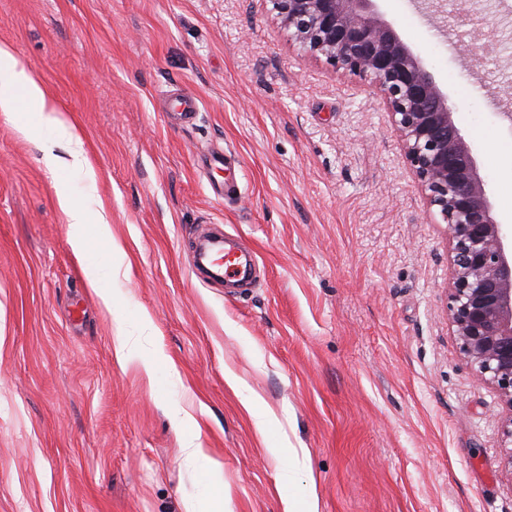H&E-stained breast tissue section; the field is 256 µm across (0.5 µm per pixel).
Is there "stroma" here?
Wrapping results in <instances>:
<instances>
[{"label": "stroma", "mask_w": 512, "mask_h": 512, "mask_svg": "<svg viewBox=\"0 0 512 512\" xmlns=\"http://www.w3.org/2000/svg\"><path fill=\"white\" fill-rule=\"evenodd\" d=\"M378 7L512 225V12L479 0L499 20L481 59L482 27ZM0 44L79 127L96 179L68 172L70 194L124 251L91 225L75 253L55 175L0 113V512H185L207 506L212 459L224 512L311 491L319 512H512L501 402L448 324V227L372 82L305 53L271 0H0ZM180 93L192 122L170 118ZM221 154L239 163L229 198ZM215 226L258 260L232 294L194 273ZM157 351L171 363L150 377Z\"/></svg>", "instance_id": "1"}]
</instances>
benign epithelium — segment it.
I'll return each mask as SVG.
<instances>
[{
    "instance_id": "obj_1",
    "label": "benign epithelium",
    "mask_w": 512,
    "mask_h": 512,
    "mask_svg": "<svg viewBox=\"0 0 512 512\" xmlns=\"http://www.w3.org/2000/svg\"><path fill=\"white\" fill-rule=\"evenodd\" d=\"M272 2L307 53L371 81L385 101L407 163L448 225V322L472 377L492 385L508 410L500 447L509 449L512 465V226L498 220L448 95L376 0Z\"/></svg>"
}]
</instances>
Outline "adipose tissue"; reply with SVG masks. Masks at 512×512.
<instances>
[{"label":"adipose tissue","mask_w":512,"mask_h":512,"mask_svg":"<svg viewBox=\"0 0 512 512\" xmlns=\"http://www.w3.org/2000/svg\"><path fill=\"white\" fill-rule=\"evenodd\" d=\"M0 111L15 115L22 134H30L32 127L44 126L68 141L70 150L65 158L54 153L52 144L40 142L47 167L58 172L77 170L87 180H95L96 172L78 128L47 97L38 74L26 69L6 44H0Z\"/></svg>","instance_id":"ef3b65f1"}]
</instances>
